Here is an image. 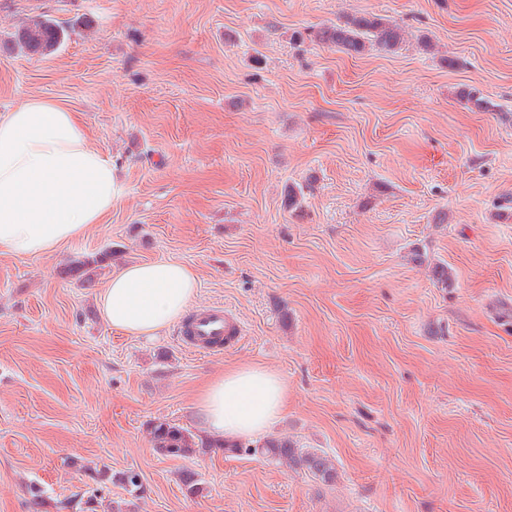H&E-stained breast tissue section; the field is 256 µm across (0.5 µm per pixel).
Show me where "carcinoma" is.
I'll return each mask as SVG.
<instances>
[{
	"mask_svg": "<svg viewBox=\"0 0 512 512\" xmlns=\"http://www.w3.org/2000/svg\"><path fill=\"white\" fill-rule=\"evenodd\" d=\"M68 36L67 30L52 19L32 16L19 28L15 45L31 56L44 57L52 54ZM318 38L323 43L351 56H360L377 48L394 52L406 42L405 30L395 21L374 14H348L332 27L322 29ZM112 257L105 252L100 256L85 257L71 261L64 270L70 276H82L92 266L99 265ZM153 448L166 456L184 457L196 453L199 448H227L240 452L243 446L226 444L220 439H205L201 442L187 429L165 419L151 424ZM279 464L300 470L324 483L336 479L335 465L327 456L316 451L297 448L286 438L270 437L261 446L253 449Z\"/></svg>",
	"mask_w": 512,
	"mask_h": 512,
	"instance_id": "obj_1",
	"label": "carcinoma"
}]
</instances>
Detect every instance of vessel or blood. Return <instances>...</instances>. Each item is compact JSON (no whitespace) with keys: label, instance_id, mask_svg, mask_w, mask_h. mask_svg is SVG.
<instances>
[{"label":"vessel or blood","instance_id":"b4317fda","mask_svg":"<svg viewBox=\"0 0 512 512\" xmlns=\"http://www.w3.org/2000/svg\"><path fill=\"white\" fill-rule=\"evenodd\" d=\"M180 334L187 347L215 355L238 345L244 329L223 306L210 305L196 310L183 324Z\"/></svg>","mask_w":512,"mask_h":512}]
</instances>
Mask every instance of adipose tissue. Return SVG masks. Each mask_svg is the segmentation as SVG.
Masks as SVG:
<instances>
[{
  "instance_id": "ef3b65f1",
  "label": "adipose tissue",
  "mask_w": 512,
  "mask_h": 512,
  "mask_svg": "<svg viewBox=\"0 0 512 512\" xmlns=\"http://www.w3.org/2000/svg\"><path fill=\"white\" fill-rule=\"evenodd\" d=\"M118 193L111 161L88 145L76 113L29 99L0 114V254L59 249L101 223ZM197 293L188 266L136 262L113 271L97 305L112 328L152 339L181 320ZM196 402L207 433L232 441L268 432L288 395L277 373L253 364L224 370Z\"/></svg>"
}]
</instances>
